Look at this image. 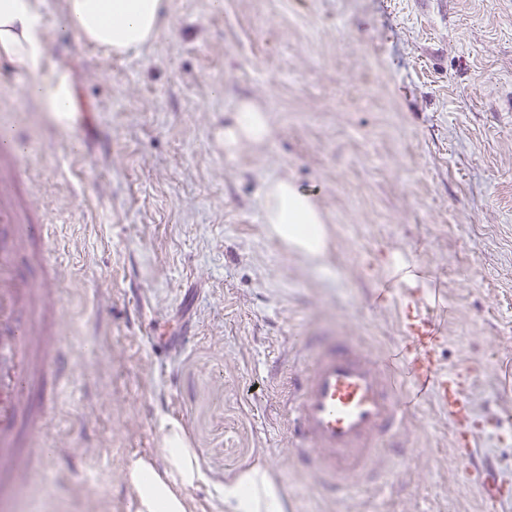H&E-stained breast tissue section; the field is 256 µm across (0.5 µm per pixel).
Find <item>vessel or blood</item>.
Here are the masks:
<instances>
[{"instance_id":"1","label":"vessel or blood","mask_w":512,"mask_h":512,"mask_svg":"<svg viewBox=\"0 0 512 512\" xmlns=\"http://www.w3.org/2000/svg\"><path fill=\"white\" fill-rule=\"evenodd\" d=\"M11 118H0V225H21L31 236L41 230L34 207L16 193L29 180L26 148L15 137ZM36 293L16 273L10 248L0 242V512H14L18 480L45 462L50 450L18 447L16 429L42 438L47 412L32 413L26 395L46 375L62 379L69 359L55 350L54 337H34L22 308ZM406 344L398 353L373 356L359 341L340 334L303 336L298 361L282 380L281 406L290 455L307 464L334 490L370 479L384 444L400 442L409 411L434 394L454 429V446L478 486L483 501L512 500V481L494 463L477 460L480 435L471 413L469 378L435 366L438 336L432 320L412 309L402 320Z\"/></svg>"}]
</instances>
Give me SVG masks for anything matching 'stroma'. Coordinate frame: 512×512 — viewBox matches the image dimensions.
Here are the masks:
<instances>
[{
  "mask_svg": "<svg viewBox=\"0 0 512 512\" xmlns=\"http://www.w3.org/2000/svg\"><path fill=\"white\" fill-rule=\"evenodd\" d=\"M61 9L44 0L51 60L83 108L70 129L0 60L71 356L64 383L28 398L54 400L57 450L28 512H136L126 464L162 461L166 420L205 474L188 512H222L225 484L257 465L288 512H512L482 502L429 401L406 452L378 459L384 490L330 495L290 458L272 386L301 336L399 348L418 299L440 368L469 373L477 415L499 419L478 455L512 478V0H170L167 26L125 56L58 31ZM245 98L270 142L229 159L218 133ZM281 176L312 191L324 262L268 235L263 187Z\"/></svg>",
  "mask_w": 512,
  "mask_h": 512,
  "instance_id": "stroma-1",
  "label": "stroma"
}]
</instances>
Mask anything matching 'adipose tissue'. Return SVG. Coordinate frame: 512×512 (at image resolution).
<instances>
[{
    "label": "adipose tissue",
    "mask_w": 512,
    "mask_h": 512,
    "mask_svg": "<svg viewBox=\"0 0 512 512\" xmlns=\"http://www.w3.org/2000/svg\"><path fill=\"white\" fill-rule=\"evenodd\" d=\"M169 0H64L59 27L82 41L122 56L154 40L168 18ZM0 59L19 64L30 74L28 96L66 128L79 110L70 73L50 65L42 0H0ZM270 117L251 101L239 103L221 136L226 157L245 145L266 148ZM267 232L289 250L312 261L327 255V230L310 191L288 178L265 184ZM162 466L147 458L130 461L128 477L137 512H187L186 494L204 480L198 456L178 424L166 422ZM224 512H288V498L271 470L257 466L224 487Z\"/></svg>",
    "instance_id": "1"
}]
</instances>
